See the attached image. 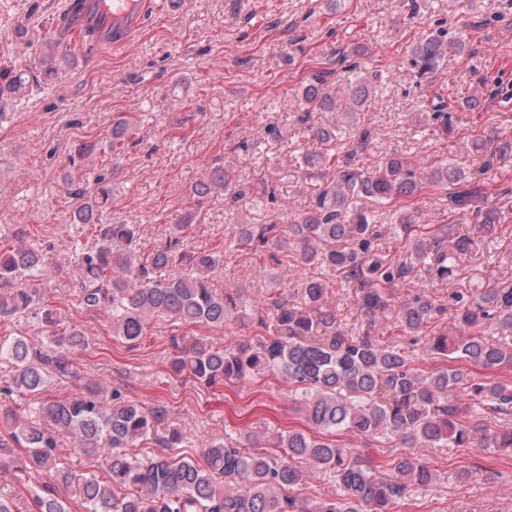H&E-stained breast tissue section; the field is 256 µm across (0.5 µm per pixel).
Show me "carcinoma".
<instances>
[{
  "instance_id": "cac0c4a2",
  "label": "carcinoma",
  "mask_w": 512,
  "mask_h": 512,
  "mask_svg": "<svg viewBox=\"0 0 512 512\" xmlns=\"http://www.w3.org/2000/svg\"><path fill=\"white\" fill-rule=\"evenodd\" d=\"M464 49V41L439 32L414 45L412 53L431 67L448 53ZM330 74L327 67L312 73L296 116L321 145L319 152L305 158L306 166L330 175L329 181L310 199L306 211L289 223L275 215L263 224L239 225L235 246L256 253L296 242L300 262L317 264L357 284L355 297L365 315L364 326L356 332L342 328L325 302L326 284L311 279L297 300L261 304L257 336L222 349L198 341L172 364L174 372H187L208 387L267 372L279 374L299 397L312 433H277L272 447L284 449L286 460L229 441L210 442L195 458L178 451L182 435L177 430L157 436V425L167 416L164 405L139 404L117 388L97 385L80 396L54 398L40 404L33 416L20 406L0 415V459L11 456L17 446L24 447L28 463L18 471L39 477L36 512H71L72 503L83 512H393L412 485L431 483L435 470L405 451L370 466L338 436L350 431L368 442L410 437L434 448H467L474 433L466 417L473 412L498 421L484 431V447L512 454V384L475 378L464 369L512 367V288L451 296V328L424 344L428 355L445 365L426 368L401 347L380 339V330L417 336L443 307L420 297L395 301L393 290L407 279L412 265L386 260L372 248L380 234L379 207L409 199L427 187L440 189L448 195L450 212L492 234L503 213L512 211V188L502 189L499 199L488 204L466 166L430 163L398 152L372 169L360 166L355 161L357 148L371 139L361 115L375 104V87L358 75L347 82L339 104L327 85ZM426 107L442 132L452 133L444 99ZM336 110L347 119L349 138L356 144L344 141L334 123H310L313 113ZM138 131V122L118 117L108 144L112 154L134 144ZM475 147L485 173L494 169L498 158L512 154V142L488 144L477 138ZM98 151L96 143L80 144L73 171H83L84 161ZM97 185L94 194L82 197L74 216L76 223L95 229L97 240L95 247L76 253L78 287L72 293L79 305L105 313L112 335L129 343L143 340L150 321L156 319L222 330L239 317V292L220 294L210 285L212 278L224 274L223 253L189 250L177 235L147 257L140 256L133 225L99 222L100 212L112 205V187L103 179ZM220 191L235 200L246 196L248 187L231 171L217 168L195 188L199 196ZM393 216L404 233L414 232V215L398 208ZM24 238L20 229L0 235V321L22 316L37 320L52 351L42 352L25 336H0V362L6 365L0 390L21 401L44 391L50 380L69 374L67 352L84 341L83 333L69 326L44 295L54 272L43 247ZM115 244L120 248L114 249ZM475 246L474 239L459 238L450 252L446 238L433 234L429 243L417 245L416 258L428 265L434 279L445 281L454 276L456 257ZM178 264L188 272L162 276ZM491 327L503 335L490 342L485 333ZM464 397L466 407L461 403ZM60 432L72 435L84 453L103 458L108 478L80 477L58 466L55 435ZM153 442L168 452H144ZM304 464L333 472L342 494L299 502L291 488L301 480ZM58 486L68 497L58 493Z\"/></svg>"
}]
</instances>
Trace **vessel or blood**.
<instances>
[{
	"mask_svg": "<svg viewBox=\"0 0 512 512\" xmlns=\"http://www.w3.org/2000/svg\"><path fill=\"white\" fill-rule=\"evenodd\" d=\"M163 8L162 0H82L76 8L63 0L55 33L68 43L88 32L97 50L118 53L142 30L149 15Z\"/></svg>",
	"mask_w": 512,
	"mask_h": 512,
	"instance_id": "1",
	"label": "vessel or blood"
}]
</instances>
